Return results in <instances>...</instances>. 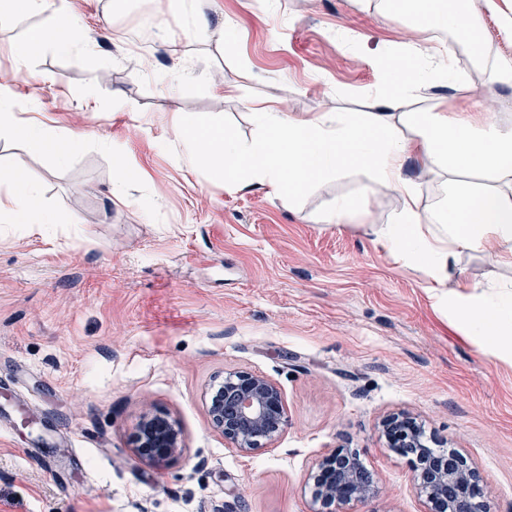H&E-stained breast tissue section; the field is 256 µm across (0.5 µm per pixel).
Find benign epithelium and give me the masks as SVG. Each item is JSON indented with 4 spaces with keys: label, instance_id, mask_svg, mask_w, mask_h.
I'll list each match as a JSON object with an SVG mask.
<instances>
[{
    "label": "benign epithelium",
    "instance_id": "obj_1",
    "mask_svg": "<svg viewBox=\"0 0 512 512\" xmlns=\"http://www.w3.org/2000/svg\"><path fill=\"white\" fill-rule=\"evenodd\" d=\"M208 399L213 426L242 453L273 440L286 423L281 389L262 374L230 373L210 386ZM383 434L389 450L408 458L426 512H490L479 474L467 457L434 453L425 428L404 414L387 418ZM134 442L138 454L157 466L182 450L180 432L159 415L143 418ZM308 480L313 482L311 512H354L379 493L357 452L348 448L320 459Z\"/></svg>",
    "mask_w": 512,
    "mask_h": 512
}]
</instances>
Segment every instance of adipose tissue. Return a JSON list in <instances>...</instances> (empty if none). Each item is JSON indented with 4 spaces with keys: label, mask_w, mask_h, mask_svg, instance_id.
Returning <instances> with one entry per match:
<instances>
[{
    "label": "adipose tissue",
    "mask_w": 512,
    "mask_h": 512,
    "mask_svg": "<svg viewBox=\"0 0 512 512\" xmlns=\"http://www.w3.org/2000/svg\"><path fill=\"white\" fill-rule=\"evenodd\" d=\"M25 6L47 15L31 33L30 44L48 43L66 53L80 46L67 0H25ZM411 6L419 30L451 29L480 51L479 23L463 0H412ZM377 63L390 81L380 111L304 117L263 107L255 112L261 133L248 142L189 117L181 119L178 133L190 158L223 178L228 188L248 177L294 197L328 173L361 171L367 190L386 189L401 202L394 220L377 227L378 243L396 263L423 264L428 291L447 304L466 335L512 363V281L461 280L455 291L447 289L462 253H480L492 265L512 267V127L493 114L470 121L442 112L407 111L422 76L415 59L393 52ZM3 132L61 158L81 142L79 134L19 123L9 112L0 113ZM411 159L418 161L421 176L445 180L448 204L441 212L421 209L418 183L403 175ZM466 171L482 177V184L463 180ZM0 186L11 191L7 200H0L1 224L31 233L51 223L38 187L18 170L1 166Z\"/></svg>",
    "instance_id": "ef3b65f1"
}]
</instances>
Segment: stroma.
<instances>
[{
  "label": "stroma",
  "mask_w": 512,
  "mask_h": 512,
  "mask_svg": "<svg viewBox=\"0 0 512 512\" xmlns=\"http://www.w3.org/2000/svg\"><path fill=\"white\" fill-rule=\"evenodd\" d=\"M470 0L493 59H512V0ZM85 50L42 45L17 59L39 16H0V96L18 121L82 135L67 158L0 136V164L37 183L53 221L0 223V512H311L307 476L336 448L359 453L381 497L357 512H425L406 458L381 422L405 411L477 468L491 512H512V365L466 337L373 227L400 208L356 170L297 199L268 185L225 188L191 163L174 127L202 119L252 140L254 109L376 112L390 49L426 45L391 0H194L185 30L169 0H69ZM159 17L160 48L126 34ZM512 126V83L457 71L419 83L413 112L476 118L487 102ZM133 177L118 179L114 156ZM362 216L322 223L337 201ZM283 394L280 435L248 454L216 430L207 392L231 372ZM183 449L140 458L145 413ZM35 419L34 427L21 423Z\"/></svg>",
  "instance_id": "1"
}]
</instances>
